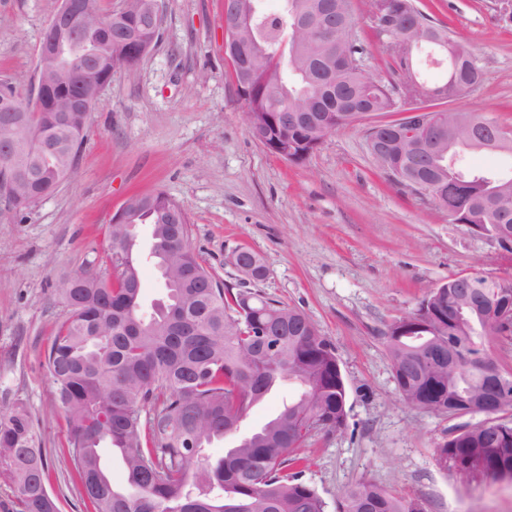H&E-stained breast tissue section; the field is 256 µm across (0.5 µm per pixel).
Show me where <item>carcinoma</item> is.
Masks as SVG:
<instances>
[{
  "mask_svg": "<svg viewBox=\"0 0 512 512\" xmlns=\"http://www.w3.org/2000/svg\"><path fill=\"white\" fill-rule=\"evenodd\" d=\"M406 13L420 26L434 31L435 41L422 42L407 55H391L389 69L399 83L363 76L353 70L341 75L343 90L322 86L308 67L290 62L295 28L309 20L318 0H285L284 11L269 15L260 0H224L227 12L242 23V35L260 53L256 83L264 90L253 112L281 121L285 110L301 108L317 98L336 115L320 130L288 124L292 162L300 163L315 151L318 141L339 127L356 121L351 102L376 112H399L406 105L400 84L422 82L420 64L427 57L451 67L459 42L448 27L434 22L405 0ZM112 20V30L99 28L83 43H106V57L95 71L96 83L106 88L112 69L129 63L125 42L151 25L147 17H126L93 8L92 20ZM336 54L363 55L361 38L353 42L336 36ZM460 94L479 82L480 70L456 64ZM23 106L14 86L0 82V127L21 120L30 128L45 129L42 112H5L4 104ZM460 123L448 121L443 130L445 159L430 162L410 153L390 160L402 176L394 180L436 179L432 201L453 224L494 226L491 207L496 197L512 200V176L481 171L465 172L458 162L467 150H483L469 139L467 122L482 117L460 111ZM56 150L26 160L21 179L10 183L0 169V198L12 200L42 184L56 189L75 169L83 141L69 139L65 123L47 132ZM150 205L133 209L128 227L108 226V258L114 277L97 273L86 286L60 289L69 309L46 356L53 389V407L67 423V476L79 491L86 512H325L317 490L301 479L306 462L302 449L318 431L341 432L347 423L345 380L330 342L301 311L255 292L224 286L198 261L190 243L187 213L163 192L152 194ZM151 226L152 255L171 253L185 276L166 288V301L149 316L141 308V285L136 254L140 227ZM467 275L448 277V288L423 297L407 315L427 310L430 325L404 330L399 318L387 325L386 349L398 395L413 406L438 414L459 415L464 402L476 397L483 374L462 364L450 367L437 359L452 344L472 352L488 350L489 337L505 330L485 320L486 309L505 296L495 281L478 278L463 288ZM288 319V330L277 333L279 356L269 360L256 352L259 326L275 329ZM284 381L297 385L296 395L260 430L227 449L212 461L207 448L224 438L225 429L238 423ZM153 409L144 420L142 407ZM107 446L125 468L126 486L112 483L98 448ZM436 461L459 482L481 473L512 481V423L498 413L456 429L435 450ZM0 469L8 476L20 512H59L51 492L48 465L34 430L33 416L24 405L0 419ZM339 512H425L419 504L370 483L342 492Z\"/></svg>",
  "mask_w": 512,
  "mask_h": 512,
  "instance_id": "obj_1",
  "label": "carcinoma"
}]
</instances>
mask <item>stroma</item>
Segmentation results:
<instances>
[{"mask_svg": "<svg viewBox=\"0 0 512 512\" xmlns=\"http://www.w3.org/2000/svg\"><path fill=\"white\" fill-rule=\"evenodd\" d=\"M54 0H0V79L32 101L40 41ZM474 50L481 84L452 101L512 126V17L499 0H415ZM158 40L135 66H116L91 114L72 176L24 217L0 223V412L34 415L61 512H79L66 485L65 423L52 415L46 354L67 316L57 290L74 271L111 274L107 226L136 194L164 192L190 218L199 262L230 288L228 255L244 247L268 269L254 289L303 311L335 347L347 388V427L319 431L303 472L326 512L348 487L370 482L426 512H512V483L455 481L434 450L479 422L412 407L396 393L383 332L449 276L512 277V251L453 224L433 203L381 171L369 122L336 129L305 161L270 153L252 136L224 53V0H161ZM372 0H353L370 73L390 47Z\"/></svg>", "mask_w": 512, "mask_h": 512, "instance_id": "35a3bbf8", "label": "stroma"}]
</instances>
